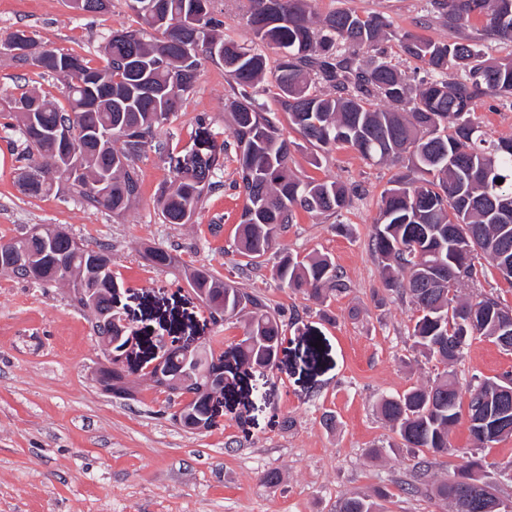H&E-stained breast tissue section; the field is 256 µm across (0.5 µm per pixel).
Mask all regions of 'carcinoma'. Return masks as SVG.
Returning a JSON list of instances; mask_svg holds the SVG:
<instances>
[{"mask_svg":"<svg viewBox=\"0 0 512 512\" xmlns=\"http://www.w3.org/2000/svg\"><path fill=\"white\" fill-rule=\"evenodd\" d=\"M430 13L448 26L451 37L437 41L404 33L400 51L421 63L427 78L410 82L380 42L391 28L385 16H361L334 9L314 20L310 0H248L247 24L255 39L278 49L271 87V110L247 91L266 74V56L219 33L223 26L213 0H128V8L157 33L145 38L142 29L112 32L104 47L105 64L91 67L82 57L35 47L30 64L67 81L68 108L43 95L23 93L10 101L18 132L26 146L20 173L22 188L31 194L65 189L80 201L114 215L137 201L141 182L136 161L152 151L168 164L172 179L161 185L155 204L166 224H180L185 212L195 213L203 199L224 187V156L237 163L232 187L244 196L236 227V252L252 265L270 252L296 214H338L362 193L357 183L300 178L291 169L293 142L284 137L281 116L311 147L326 155L338 147L355 149L375 163L399 165L381 194L372 249L382 263L383 290L407 298L418 316L415 345L445 370L425 385L378 403L403 447L434 455L453 451L449 435L461 424V393L452 372L464 346L485 336L512 349V334L500 332L512 323V308L489 296L461 300L457 287L475 281V258L483 254L506 280H512V139L490 140L472 118L484 98L512 99V56L494 58L489 44L512 42V0H429ZM482 22L473 34L469 23ZM373 52L370 64L360 51ZM203 59L224 65L241 92L229 100L230 139L206 140L191 169L179 167L177 156L162 140L170 116L195 87ZM74 67L93 79L112 83V94L87 102V88L65 71ZM332 89L323 93L320 87ZM124 131L106 140L108 147L81 136L71 147L49 136L55 128L80 127L93 133L107 119ZM73 155L83 173L72 177L46 173L64 153ZM502 183H496V180ZM25 246L40 266L34 283L68 288L73 305L93 314L92 332L105 339L110 329L98 324L96 307L109 302L114 287L112 251L91 247L60 228L49 252L37 239H0V248ZM146 258L172 267L176 257L154 248ZM190 289L208 302L211 316L224 322L246 317V334L232 347L247 368L266 365L276 353L282 325L276 312L259 296L242 291L201 266L186 268ZM98 285L96 304L82 296L79 277ZM280 283L314 299L343 294L348 285L330 257L283 255L276 267ZM512 374L483 380L468 392L467 409L483 404L485 424L494 441L512 437V429L496 426L495 415L505 400L502 389ZM210 401L198 393L190 412L172 420L188 427L210 419ZM433 462L416 463L409 493H428L462 512L457 489L449 479H432ZM337 512H377L368 496L342 501Z\"/></svg>","mask_w":512,"mask_h":512,"instance_id":"1","label":"carcinoma"}]
</instances>
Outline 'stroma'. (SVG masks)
Returning <instances> with one entry per match:
<instances>
[{"mask_svg":"<svg viewBox=\"0 0 512 512\" xmlns=\"http://www.w3.org/2000/svg\"><path fill=\"white\" fill-rule=\"evenodd\" d=\"M428 0H314L316 15L348 8L390 16L398 32L434 40L448 37L426 20ZM126 0L108 11L79 14L67 0H0V42L24 29L38 42L104 63L102 47L113 31L140 28ZM66 101L57 75L0 53V238L20 236L34 224L65 227L89 245L109 244L112 274L121 288L114 303L139 338L138 357L153 354L161 333L219 336L224 346L244 336V323L213 326L187 283L173 269L152 265L147 248L172 252L179 265L206 266L282 311L285 344L276 369L241 367L224 390L216 426L193 434L166 412L163 394L134 378L133 398L102 392L91 376L98 346L91 315L75 308L66 288L0 273V512H336L356 495L374 496L379 512H449L425 494L400 489L415 459L376 410L382 397L432 381L442 369L414 346L417 311L393 296L377 298L381 265L371 247L381 193L396 172L341 147L313 164L299 134L291 166L297 175L362 184L341 215L298 213L258 268L239 269L234 237L243 199L230 186L234 156L224 158L223 189L208 195L190 223H163L154 204L169 180L155 154L142 157V192L122 215L62 195L32 196L19 186L24 166L15 148L8 102L24 93ZM232 90L222 66L202 60L195 89L172 116L170 151L196 144L198 116L208 131L227 137L225 103ZM474 116L492 138L512 137V102L486 98ZM286 253L326 254L349 289L319 301L283 288L274 275ZM320 343L322 358L305 365L304 348ZM512 372V350L477 336L453 366L461 391L478 380ZM333 416L325 425V416ZM453 454L434 459L436 477L453 474L460 453H475L484 476L512 499V438L475 448L466 426L450 435ZM281 481L264 482L266 472Z\"/></svg>","mask_w":512,"mask_h":512,"instance_id":"35a3bbf8","label":"stroma"}]
</instances>
